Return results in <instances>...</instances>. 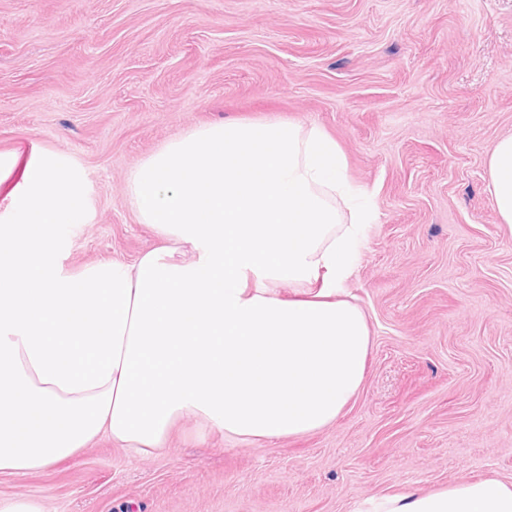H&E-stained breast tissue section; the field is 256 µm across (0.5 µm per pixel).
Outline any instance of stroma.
Returning <instances> with one entry per match:
<instances>
[{"mask_svg":"<svg viewBox=\"0 0 512 512\" xmlns=\"http://www.w3.org/2000/svg\"><path fill=\"white\" fill-rule=\"evenodd\" d=\"M316 125L373 197L341 299L364 312L367 372L333 424L260 442L179 419L141 457L99 437L0 475L45 512H356L370 497L512 484V226L488 191L512 135V0H0V226L28 164L79 177L70 271L159 244L130 173L231 120Z\"/></svg>","mask_w":512,"mask_h":512,"instance_id":"stroma-1","label":"stroma"}]
</instances>
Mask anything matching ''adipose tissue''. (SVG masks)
Listing matches in <instances>:
<instances>
[{"instance_id":"ef3b65f1","label":"adipose tissue","mask_w":512,"mask_h":512,"mask_svg":"<svg viewBox=\"0 0 512 512\" xmlns=\"http://www.w3.org/2000/svg\"><path fill=\"white\" fill-rule=\"evenodd\" d=\"M160 247L63 266L62 224L85 216L72 174L36 163L0 227V474L71 457L100 435L145 456L191 415L245 439L333 423L365 377L364 313L337 299L372 211L322 129L283 121L194 128L128 179ZM512 225V135L488 160ZM297 286L285 298L280 283ZM361 512H512L487 477L367 499Z\"/></svg>"}]
</instances>
